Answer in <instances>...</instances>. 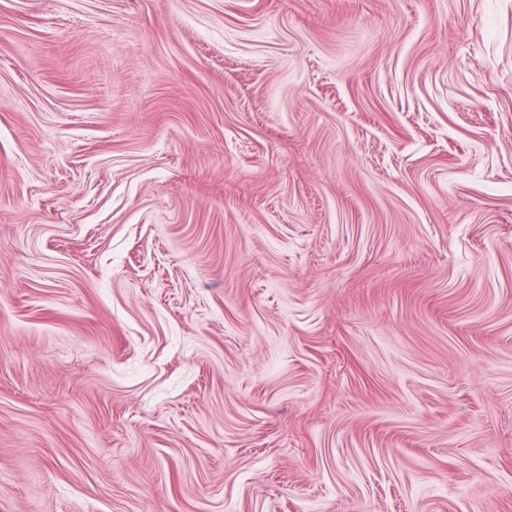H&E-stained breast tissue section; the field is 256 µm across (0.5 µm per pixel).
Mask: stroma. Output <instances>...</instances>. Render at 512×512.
Masks as SVG:
<instances>
[{"mask_svg":"<svg viewBox=\"0 0 512 512\" xmlns=\"http://www.w3.org/2000/svg\"><path fill=\"white\" fill-rule=\"evenodd\" d=\"M0 512H512V0H0Z\"/></svg>","mask_w":512,"mask_h":512,"instance_id":"1","label":"stroma"}]
</instances>
